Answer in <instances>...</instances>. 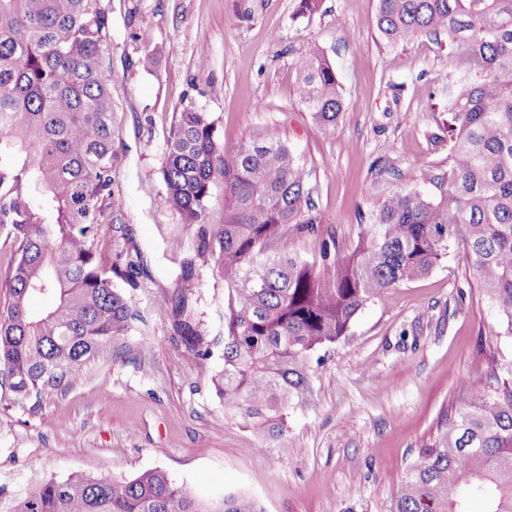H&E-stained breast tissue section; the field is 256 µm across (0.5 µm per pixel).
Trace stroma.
Here are the masks:
<instances>
[{"label":"stroma","instance_id":"stroma-1","mask_svg":"<svg viewBox=\"0 0 512 512\" xmlns=\"http://www.w3.org/2000/svg\"><path fill=\"white\" fill-rule=\"evenodd\" d=\"M113 85L124 112L114 200L99 221L103 259L144 271L127 294L140 317L123 358L91 365L41 409L0 407V486L18 492L32 473L74 471L131 479L161 469L203 500L255 498L264 512H392L391 489L459 388L486 384L485 348L512 361L498 318L459 250L429 274L389 289L345 336L311 358V397L288 420L293 450L259 452L261 438L225 411L209 380L182 362L172 306L185 301L207 337L224 333L227 290L213 258L196 257L179 213L161 204L160 168L175 112L195 104L218 121L225 144L269 126L295 150L322 222L295 248L322 241L354 248L361 226L396 190L427 195L421 174L448 173L447 44L420 34L391 44L376 0H269L252 22L235 0H107ZM319 43L345 108L317 124L297 97L295 57ZM197 275L181 278L184 260Z\"/></svg>","mask_w":512,"mask_h":512}]
</instances>
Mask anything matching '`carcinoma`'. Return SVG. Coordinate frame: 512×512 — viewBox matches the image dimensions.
Here are the masks:
<instances>
[{"mask_svg": "<svg viewBox=\"0 0 512 512\" xmlns=\"http://www.w3.org/2000/svg\"><path fill=\"white\" fill-rule=\"evenodd\" d=\"M266 0H242L251 22ZM391 43L417 34L448 40V179L438 197L388 195L342 257L323 243L309 261L296 233L318 232L307 173L268 127L227 146L218 121L189 104L175 113L161 167L162 203L184 219L197 255L216 258L228 290L220 360L197 324L179 322L183 360L211 380L224 410L263 439L293 449L289 411L306 400L309 360L346 335L390 288L430 273L462 245L479 287L512 339V0H376ZM112 19L104 0H0V231L14 247L0 307V383L35 411L88 365L122 357L136 313L115 283L137 287L140 254L117 267L97 249L99 214L112 206L122 114L112 93ZM297 94L317 123L345 107L321 45L295 59ZM224 182V223L207 220ZM51 296L52 306L31 301ZM512 512V363L490 392L461 389L393 486L394 512ZM0 512H263L244 494L209 502L158 469L130 480L74 472L40 475L21 493L0 487Z\"/></svg>", "mask_w": 512, "mask_h": 512, "instance_id": "obj_1", "label": "carcinoma"}]
</instances>
